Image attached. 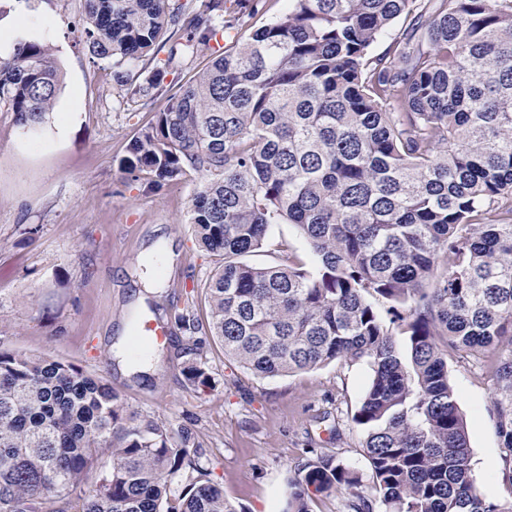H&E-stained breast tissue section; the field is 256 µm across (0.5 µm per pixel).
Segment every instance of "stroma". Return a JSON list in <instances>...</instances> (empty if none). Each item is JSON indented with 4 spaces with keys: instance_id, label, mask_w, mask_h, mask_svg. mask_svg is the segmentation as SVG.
Listing matches in <instances>:
<instances>
[{
    "instance_id": "35a3bbf8",
    "label": "stroma",
    "mask_w": 512,
    "mask_h": 512,
    "mask_svg": "<svg viewBox=\"0 0 512 512\" xmlns=\"http://www.w3.org/2000/svg\"><path fill=\"white\" fill-rule=\"evenodd\" d=\"M286 0H237L234 29L192 55L170 57L159 45L137 65L147 76L164 68L153 98L130 97L112 81V62L94 58L82 28L83 0H0V19L25 9L24 41L49 46L63 75L55 106L37 134L16 124L0 106V351L63 359L104 376L135 410L163 422L173 435L189 433L193 452L236 512H283L288 482L309 451L337 455L369 477L364 433L352 415L371 370L366 362L331 363L287 376L261 377L228 361L207 330L175 327L179 314L205 322L204 286L218 259L200 248L187 224L197 177L154 189L148 174L124 182L119 162L132 139L162 110L170 95L210 65L216 53L284 11ZM75 117L64 137L54 122ZM161 288L138 298L139 264L163 250ZM298 256L316 259L298 230L273 225L266 245L247 256L270 266ZM170 324L155 360L138 377L122 370L113 348L132 331V319ZM498 350L481 360L452 359L448 375L460 399L472 448L471 473L487 500L512 499L499 470L496 424L487 405L494 391ZM205 364L213 385L190 389L183 369Z\"/></svg>"
}]
</instances>
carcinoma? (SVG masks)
Listing matches in <instances>:
<instances>
[{
	"label": "carcinoma",
	"mask_w": 512,
	"mask_h": 512,
	"mask_svg": "<svg viewBox=\"0 0 512 512\" xmlns=\"http://www.w3.org/2000/svg\"><path fill=\"white\" fill-rule=\"evenodd\" d=\"M85 0L92 56L115 87L150 98L137 62L162 37L169 59L216 37L204 0ZM408 20L381 52L399 17ZM63 74L48 46L0 56V102L37 129ZM120 167L155 187L194 174L188 223L224 257L206 286L208 333L251 372L286 376L366 362L353 421L375 494L345 512H512L471 475L448 357L512 345V0H288L171 95ZM274 224H292L308 269L255 266ZM407 336L408 353L393 339ZM190 385L211 375L191 360ZM491 412L512 484V350L495 368ZM197 472L168 501L171 478ZM359 472L315 453L297 466L289 512L353 489ZM235 512L224 490L158 420L100 376L0 352V512Z\"/></svg>",
	"instance_id": "obj_1"
}]
</instances>
